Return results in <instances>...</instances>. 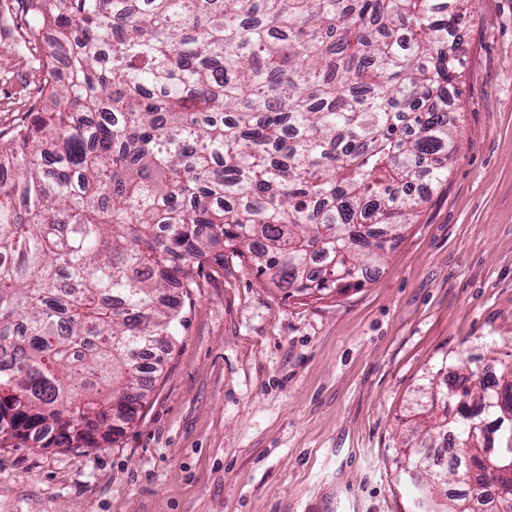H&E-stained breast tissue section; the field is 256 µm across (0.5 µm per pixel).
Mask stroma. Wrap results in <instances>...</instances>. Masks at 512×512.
Listing matches in <instances>:
<instances>
[{
	"label": "stroma",
	"instance_id": "1",
	"mask_svg": "<svg viewBox=\"0 0 512 512\" xmlns=\"http://www.w3.org/2000/svg\"><path fill=\"white\" fill-rule=\"evenodd\" d=\"M448 182L372 280L284 298L225 251L117 442L0 447V512H414L397 449L424 378L512 365V0H475ZM42 42L0 0V129Z\"/></svg>",
	"mask_w": 512,
	"mask_h": 512
}]
</instances>
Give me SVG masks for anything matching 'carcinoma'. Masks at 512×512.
<instances>
[{"label":"carcinoma","mask_w":512,"mask_h":512,"mask_svg":"<svg viewBox=\"0 0 512 512\" xmlns=\"http://www.w3.org/2000/svg\"><path fill=\"white\" fill-rule=\"evenodd\" d=\"M474 0H23L39 100L0 130V446L112 445L229 248L292 295L371 280L432 190ZM401 452L419 512L512 463V366L430 380ZM451 432L468 492L422 449Z\"/></svg>","instance_id":"carcinoma-1"}]
</instances>
